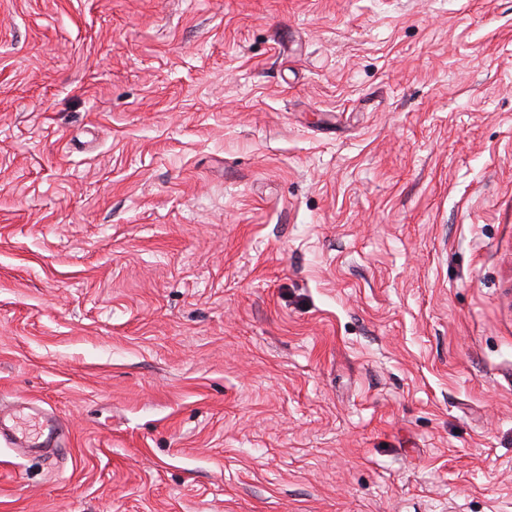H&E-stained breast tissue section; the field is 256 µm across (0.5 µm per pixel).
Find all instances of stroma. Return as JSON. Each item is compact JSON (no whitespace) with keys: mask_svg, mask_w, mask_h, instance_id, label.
Wrapping results in <instances>:
<instances>
[{"mask_svg":"<svg viewBox=\"0 0 512 512\" xmlns=\"http://www.w3.org/2000/svg\"><path fill=\"white\" fill-rule=\"evenodd\" d=\"M0 512H512V0H0ZM26 416L34 422L32 429L23 427L21 417ZM9 444L14 448H40L52 441L62 425L49 418L42 411L18 412L9 416Z\"/></svg>","mask_w":512,"mask_h":512,"instance_id":"stroma-1","label":"stroma"}]
</instances>
